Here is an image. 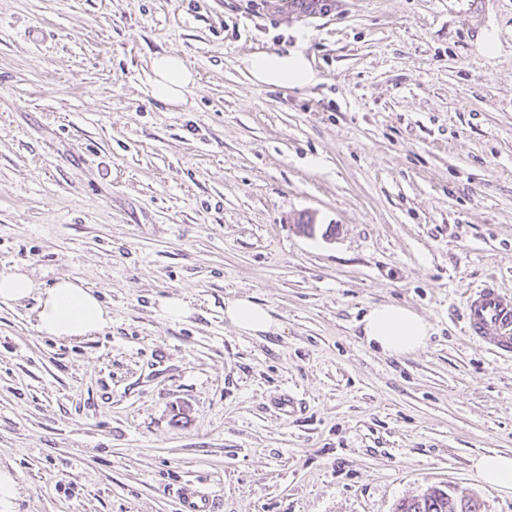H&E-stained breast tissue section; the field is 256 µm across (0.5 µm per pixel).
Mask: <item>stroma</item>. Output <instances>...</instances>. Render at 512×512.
Returning a JSON list of instances; mask_svg holds the SVG:
<instances>
[{
	"instance_id": "stroma-1",
	"label": "stroma",
	"mask_w": 512,
	"mask_h": 512,
	"mask_svg": "<svg viewBox=\"0 0 512 512\" xmlns=\"http://www.w3.org/2000/svg\"><path fill=\"white\" fill-rule=\"evenodd\" d=\"M494 54H487L488 43ZM301 48L319 84L245 60ZM195 72L153 96L155 54ZM93 288L77 341L0 303V470L15 512H396L439 488L512 512L477 453H512V359L463 330L512 290V0H0V272ZM193 309L172 321L158 301ZM267 306L239 333L224 306ZM433 327L395 358L360 321ZM292 408H285V401ZM226 318L239 333L257 336L267 333L275 326V322L267 307L262 306L248 297L230 301L224 308ZM360 324L367 343L391 357L409 355L423 348L432 329L421 315L391 303L374 305ZM19 495L17 481L8 471L0 470V511L15 512V502ZM182 512H207L209 494L200 487L185 485L180 489Z\"/></svg>"
}]
</instances>
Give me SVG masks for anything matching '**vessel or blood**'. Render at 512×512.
Here are the masks:
<instances>
[{
    "mask_svg": "<svg viewBox=\"0 0 512 512\" xmlns=\"http://www.w3.org/2000/svg\"><path fill=\"white\" fill-rule=\"evenodd\" d=\"M465 333L497 356L512 357V292L488 281L472 288L466 300ZM182 512H207L209 495L200 487L181 488Z\"/></svg>",
    "mask_w": 512,
    "mask_h": 512,
    "instance_id": "obj_1",
    "label": "vessel or blood"
}]
</instances>
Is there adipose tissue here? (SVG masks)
Masks as SVG:
<instances>
[{
	"label": "adipose tissue",
	"mask_w": 512,
	"mask_h": 512,
	"mask_svg": "<svg viewBox=\"0 0 512 512\" xmlns=\"http://www.w3.org/2000/svg\"><path fill=\"white\" fill-rule=\"evenodd\" d=\"M251 75L269 86L305 87L319 83L320 77L302 50L259 53L246 58ZM194 75L182 57L162 53L151 61L152 93L161 101L175 104L183 100ZM36 298L37 329L47 336L76 338L103 332L112 317L96 292L76 278H62L51 287L38 286L24 271L0 273V300L20 303ZM224 316L239 333L254 336L269 332L275 322L267 307L250 298L230 301ZM367 343L386 356H405L423 348L431 325L413 310L391 303L374 305L361 320ZM472 470L487 485L512 493V454L496 450L472 457Z\"/></svg>",
	"instance_id": "ef3b65f1"
}]
</instances>
